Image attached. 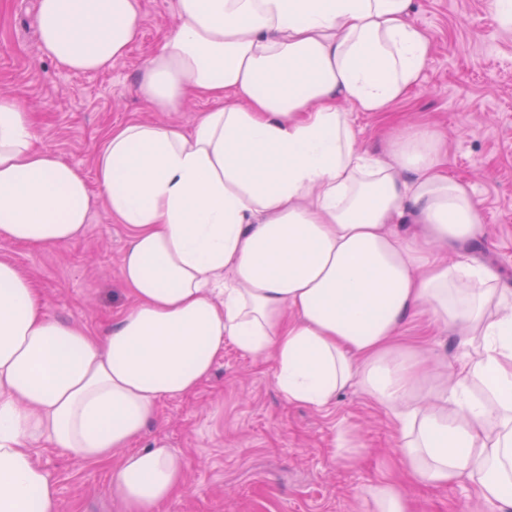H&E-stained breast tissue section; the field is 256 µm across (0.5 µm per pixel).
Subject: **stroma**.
Here are the masks:
<instances>
[{
  "label": "stroma",
  "instance_id": "35a3bbf8",
  "mask_svg": "<svg viewBox=\"0 0 512 512\" xmlns=\"http://www.w3.org/2000/svg\"><path fill=\"white\" fill-rule=\"evenodd\" d=\"M175 0H139L141 35L109 70L75 73L40 53L36 0H0V96L24 103L34 145L95 175V160L113 126L129 120L192 126L208 108L192 98L180 111L155 112L133 92L142 64L174 22ZM412 21L433 51L421 79L388 112L349 111L360 148L382 153L384 139L410 122L438 129L448 143L446 171L467 182L482 235L469 252L512 289V27L495 22L487 0H414ZM125 225L105 207L82 236L58 246L0 240V259L36 282L49 315L97 334L133 305L119 268ZM398 341L425 348L427 371L447 358L456 373L457 337L420 315ZM163 443L185 464L186 487L159 512H367L362 491L388 474L400 478L415 512H502L461 479L433 487L404 479L406 463L391 414L351 387L317 410L289 403L271 362L225 344L212 374L191 395L162 400L139 447ZM356 464H348L350 455ZM35 456L56 484L61 512H121L107 496L120 455L76 465L50 447Z\"/></svg>",
  "mask_w": 512,
  "mask_h": 512
}]
</instances>
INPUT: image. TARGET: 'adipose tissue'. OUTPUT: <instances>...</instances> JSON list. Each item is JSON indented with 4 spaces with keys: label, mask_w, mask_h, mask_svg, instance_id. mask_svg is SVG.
Segmentation results:
<instances>
[{
    "label": "adipose tissue",
    "mask_w": 512,
    "mask_h": 512,
    "mask_svg": "<svg viewBox=\"0 0 512 512\" xmlns=\"http://www.w3.org/2000/svg\"><path fill=\"white\" fill-rule=\"evenodd\" d=\"M40 50L100 72L140 36L138 0H37ZM413 0H175L140 67L157 112L191 97L189 128L114 127L83 172L33 145L28 110L0 98V239L80 237L105 205L130 230L120 278L136 305L102 335L59 322L0 260V512H59L34 448L81 464L123 450L108 484L124 512H158L185 484L181 457L137 447L161 400L193 393L232 342L272 361L281 394L322 409L358 386L388 410L413 481L473 479L512 507V295L466 253L480 233L442 134L414 124L382 155L357 148L342 103L385 112L432 55ZM461 257L448 262V248ZM425 313L459 336L463 375H425L396 336ZM370 512H414L400 484Z\"/></svg>",
    "instance_id": "ef3b65f1"
}]
</instances>
